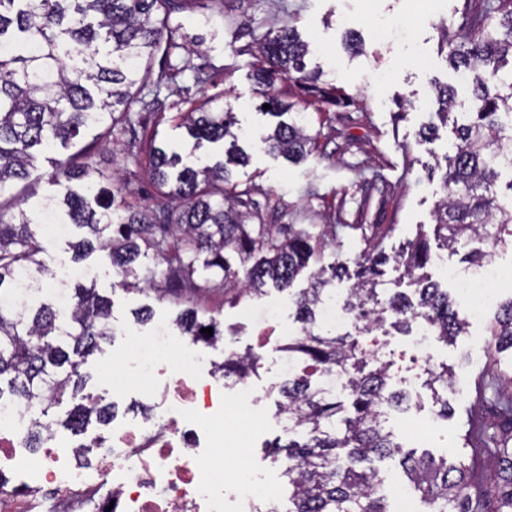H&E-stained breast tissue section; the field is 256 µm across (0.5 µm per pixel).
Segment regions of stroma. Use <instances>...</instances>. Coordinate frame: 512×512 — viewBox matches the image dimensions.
<instances>
[{
  "mask_svg": "<svg viewBox=\"0 0 512 512\" xmlns=\"http://www.w3.org/2000/svg\"><path fill=\"white\" fill-rule=\"evenodd\" d=\"M462 4L463 0H224L223 12L202 6L175 18L188 41L198 45L199 61L209 74L206 88L198 89L189 73L177 85L165 86L167 65L160 56L148 86L159 89L161 97L177 103L182 112L200 108L204 95H223L225 105L233 109L235 129L243 135L242 146L250 148L273 123L259 109L255 76L266 61L252 35L294 19L312 47L309 65L320 70V87L336 88L346 99L316 100L306 111L311 130L318 135L308 159L291 163L252 151L249 164L236 169L235 177L256 186V200L269 194L280 198L283 223L334 224L345 219L347 227L340 232L345 257H354L364 246L359 232L350 228L361 210L366 223L393 225L385 245L396 248L415 237L418 225L431 224L444 195L432 171L453 134L450 126L436 121V86L455 90L456 111L467 112L472 106L470 86L449 67L441 46V28H458ZM350 36L359 39V53L348 52ZM143 124L157 146L184 156L195 149L214 161L222 157L221 144H195L170 118L147 112ZM62 153L57 145L37 151L39 180L25 198L26 209L38 210L45 198L60 195L50 173L52 159ZM68 241V236L46 230V260L52 268L66 267L75 275L91 268L99 293L112 301L119 332L105 354L82 363V371L91 376L85 392L98 404L114 406L118 415L140 419L148 402L141 391L139 341L151 336L156 326L169 323L177 308L166 298L119 289L120 276L102 253H94L85 263H72ZM340 252L328 247L326 262H333ZM144 304L152 307L154 317L140 326L131 311ZM197 305L215 317L224 332L216 346L205 348L207 363L199 374L220 397L213 418L224 424V470L233 474L248 467L263 489H280V465L268 444L281 434L279 347L287 340L286 330L294 326L288 296L272 290L261 299L242 298L230 304L223 293L214 291L200 295ZM495 311V305H488L481 318L470 321L467 335L448 344H430L434 363L447 365L453 373L455 393L448 402L454 413L446 419L439 417L422 385L420 363L409 349L408 337L388 336L392 382L405 387L413 402L408 412L391 416L388 426L407 448L454 464L471 460L472 448L462 447L457 435L465 428L467 409L477 405L473 382L488 364L482 347ZM249 348L261 356L249 378L258 400L243 406L225 389L223 375L213 366L223 362L225 353Z\"/></svg>",
  "mask_w": 512,
  "mask_h": 512,
  "instance_id": "stroma-1",
  "label": "stroma"
}]
</instances>
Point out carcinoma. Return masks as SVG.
<instances>
[{
  "mask_svg": "<svg viewBox=\"0 0 512 512\" xmlns=\"http://www.w3.org/2000/svg\"><path fill=\"white\" fill-rule=\"evenodd\" d=\"M201 0H0V42L11 29L18 43L34 42L35 55L0 53V400L13 398L40 406L27 431L30 447H41L54 435L42 421L65 397L81 402L68 411V423L80 428L103 422L109 411L87 402L84 358L101 352L116 335L109 298L80 279L54 282L43 259L38 215L24 209L20 198L4 197L5 188L26 190L35 181L33 151L56 142L64 148L84 131L94 130L93 146L57 158L52 181L62 193L49 198L45 209L60 213L65 223L84 230L70 243L78 263L95 252L103 254L122 276L118 287L140 290L139 283L163 287L193 285L197 292L224 291L233 298H260L273 288L288 291L295 307L299 335L288 338L286 379L279 388L281 413L288 417L284 441L270 445L288 481V512H389L377 459L397 457L407 471L410 488L428 512H512V366L501 364L503 346L512 349V295L495 301L484 351L491 371L480 375L477 399L490 415L469 414L462 440L478 458L466 469L429 456H417L394 441L385 429L391 412L407 394L389 386L391 363L382 346L364 337L385 325L411 332L417 320L427 322L433 337L448 341L466 333L461 302L423 273L432 259L427 234L389 256L382 247L391 224L360 223L365 248L356 265L357 280L342 298L356 334L324 329L327 286L343 275L344 264L323 263L326 248L336 243L337 225L324 224L319 233L294 224H272L282 215L278 202L262 206L252 199L250 183L232 179V168L244 167L250 155L232 132V108L220 96L197 112H178L195 145L224 142V160L213 164L200 156L188 164L183 157L150 146L149 177L156 190L153 204L129 201L128 184L116 173L101 171L96 149L117 132L134 129L141 112L165 104L160 92L143 93L159 50L178 56L168 64L170 78L186 70L205 91L209 75L192 64L196 50L179 41L175 15ZM464 33L443 32L451 46L448 63L471 81L477 111L453 126V152L436 163L445 198L434 211V236L463 261L479 267L512 243V180L508 195L497 190L502 168L496 155L512 154V0H465ZM267 70L257 72L259 93L277 119L256 147L290 162L308 158L318 134L308 130L304 111L309 102L285 103L272 93L276 81L316 85L319 73L308 69L309 45L294 25L282 23L260 39ZM448 122L454 93L438 91ZM155 268L139 276L143 258ZM391 260L403 268L413 295L395 290L380 297L379 267ZM246 277L238 279L239 270ZM308 286L295 287L302 274ZM172 321L173 329L212 344L223 336L212 317L199 316L190 298ZM213 328V334L201 332ZM260 356L252 351L224 357V377L246 379ZM424 386L448 416L453 390L448 365L421 364Z\"/></svg>",
  "mask_w": 512,
  "mask_h": 512,
  "instance_id": "obj_1",
  "label": "carcinoma"
}]
</instances>
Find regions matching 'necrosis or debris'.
Here are the masks:
<instances>
[{
  "instance_id": "1",
  "label": "necrosis or debris",
  "mask_w": 512,
  "mask_h": 512,
  "mask_svg": "<svg viewBox=\"0 0 512 512\" xmlns=\"http://www.w3.org/2000/svg\"><path fill=\"white\" fill-rule=\"evenodd\" d=\"M443 276L454 285L466 318L472 320L483 314L489 290L501 273L492 265L467 274L448 266ZM175 341L163 326L147 340L140 371L158 410L143 422L113 426L109 446L94 468L79 467L50 437L34 457L24 456L20 424L31 408L1 403L0 477L23 472L65 512H82L88 503L94 512H229L228 500L246 492L250 481L244 474L225 477L215 461L223 435L201 422L212 406V391L197 382L204 356L196 344L181 351L172 384L160 388L154 382L159 358L167 356Z\"/></svg>"
}]
</instances>
